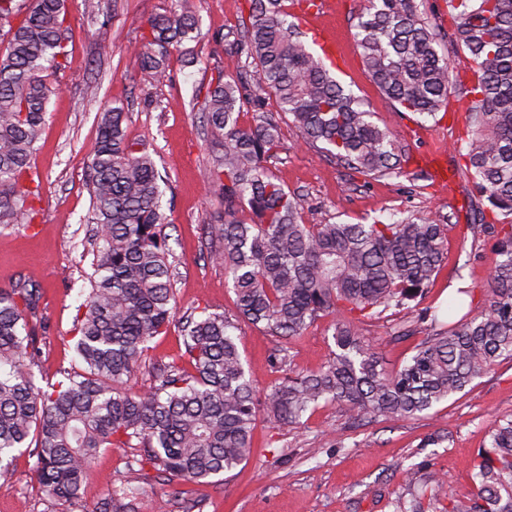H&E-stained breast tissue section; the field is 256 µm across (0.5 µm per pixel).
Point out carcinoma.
Here are the masks:
<instances>
[{
    "mask_svg": "<svg viewBox=\"0 0 512 512\" xmlns=\"http://www.w3.org/2000/svg\"><path fill=\"white\" fill-rule=\"evenodd\" d=\"M448 0L453 31L432 26L417 0H367L355 39L363 66L397 112L437 119L450 105L451 67L474 73L466 138L454 144L471 183L480 223L472 242L495 238L489 291L477 314L427 334L395 372L362 336L360 317L404 309L425 298L447 246L443 219L389 223L307 224L300 198L267 166L281 148L280 129L240 115L249 82L273 96L308 142L366 177L402 169L393 134L373 120L336 80L292 20L284 0H246L228 54H246L253 72L226 78L220 68L200 108L215 153L205 179L218 191L224 222L208 227L211 257L232 282L235 317L203 308L182 323V357L154 386L127 383L145 364L149 343L172 321V270L161 211V176L152 155L126 135L121 103L101 107L89 150V222L96 225L90 289L78 306L74 339L82 369L38 383L32 322L38 289L19 281L0 289V488L11 487L16 454L33 449L46 494L80 507L83 484L102 448H130L129 469L150 467L202 483L246 462L257 414L286 424L320 404L353 416L398 419L431 409L465 389L501 359H512V0ZM66 0H0V224L30 227L37 195L29 173L54 87L47 82L65 56ZM134 46L142 72L159 80L174 53L200 37L189 0L158 12ZM251 222L238 219L243 209ZM336 316V350L316 372L288 371L258 396L239 350L238 320L277 338L300 335L318 318ZM475 491L432 512H512V419L499 422L478 450Z\"/></svg>",
    "mask_w": 512,
    "mask_h": 512,
    "instance_id": "1",
    "label": "carcinoma"
}]
</instances>
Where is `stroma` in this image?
<instances>
[{"mask_svg":"<svg viewBox=\"0 0 512 512\" xmlns=\"http://www.w3.org/2000/svg\"><path fill=\"white\" fill-rule=\"evenodd\" d=\"M172 4L67 0L68 54L52 77L58 90L47 104L46 125L32 157L39 172V214L30 228L0 227V289L23 278L41 292L44 322L36 329L41 350L37 377L53 381L60 369L79 365L74 320L89 288L93 259L87 152L98 134L99 108L107 102L127 107L129 140L146 146L163 178L161 205L168 222L176 317L204 307L235 312L224 267L210 257L206 226L221 207L204 178L211 146L191 102L205 91L217 68L235 73L237 61L225 51V36L246 15L245 0H193L201 29L200 39L189 45L194 61L172 57L165 79L157 82L141 72L131 47L141 42L147 19ZM364 5L365 0H334L332 22L347 53L345 67L335 76L373 112L377 124L395 134L410 164L393 176L365 177L319 145L304 142L290 117L280 116L282 146L270 167L300 196L309 224L443 216L447 256L423 301L442 327L449 302H457L462 314L481 310L496 259L492 240L476 245L463 234L467 214L458 202L471 189L467 179L458 175L455 192H448L420 161L423 135L450 146L466 132L467 111L450 105L436 125L394 111L364 70L356 48V17ZM104 42L110 46L105 56L99 53ZM461 287L469 288L468 296H458ZM415 317V311L391 309L364 319L362 333L380 344L385 370H397L411 355L417 337L399 341L395 334ZM335 321L332 314L321 317L302 335L282 342L241 322L239 348L258 391L266 392L283 376L270 362L275 349H284L297 372L325 364L335 349ZM509 416L512 360L505 359L463 392L404 420L358 421L335 404L307 412L297 425L259 413L247 463L209 483L180 484L149 468L131 471L126 466L129 449L103 450L84 484L82 509L98 512L114 488L129 482L140 488L128 504L130 512H397L410 501L418 512H429L430 498L474 492L477 452L498 420ZM34 463L29 454L16 457L14 486L0 489V512H69L68 505L42 490ZM176 488L181 491L177 497L172 494Z\"/></svg>","mask_w":512,"mask_h":512,"instance_id":"35a3bbf8","label":"stroma"}]
</instances>
